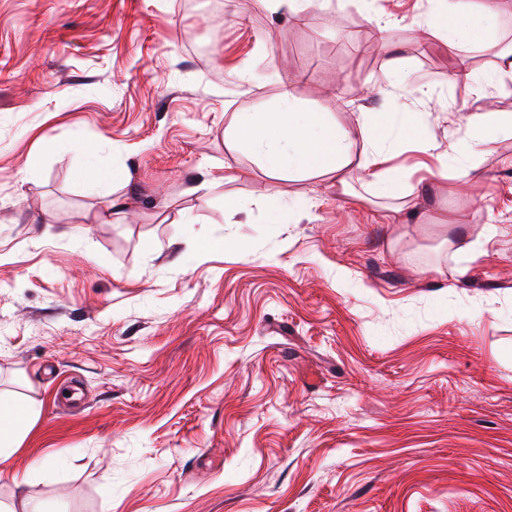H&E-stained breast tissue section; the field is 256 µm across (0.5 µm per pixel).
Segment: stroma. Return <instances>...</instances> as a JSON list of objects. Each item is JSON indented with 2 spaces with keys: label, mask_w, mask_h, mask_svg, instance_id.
Here are the masks:
<instances>
[{
  "label": "stroma",
  "mask_w": 512,
  "mask_h": 512,
  "mask_svg": "<svg viewBox=\"0 0 512 512\" xmlns=\"http://www.w3.org/2000/svg\"><path fill=\"white\" fill-rule=\"evenodd\" d=\"M434 7L0 0V392L38 411L1 501L28 474L47 512H512V137L475 179L393 147L399 211L358 179L274 180L224 138L286 87L463 145L471 115L512 111V0L463 62Z\"/></svg>",
  "instance_id": "obj_1"
}]
</instances>
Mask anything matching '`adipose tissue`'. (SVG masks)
Listing matches in <instances>:
<instances>
[{"label": "adipose tissue", "mask_w": 512, "mask_h": 512, "mask_svg": "<svg viewBox=\"0 0 512 512\" xmlns=\"http://www.w3.org/2000/svg\"><path fill=\"white\" fill-rule=\"evenodd\" d=\"M496 21L495 0H454L440 4L429 26L461 57L489 41ZM224 135L236 150L252 154L270 177H321L345 194L351 173L362 170L378 195L401 200L412 191L404 187L400 169L384 167L386 143L394 138L431 144L425 124L405 113L366 114L357 125L342 126L326 109L307 108L286 89L267 111L233 113ZM36 418L33 405L0 396V458L13 453Z\"/></svg>", "instance_id": "adipose-tissue-1"}]
</instances>
